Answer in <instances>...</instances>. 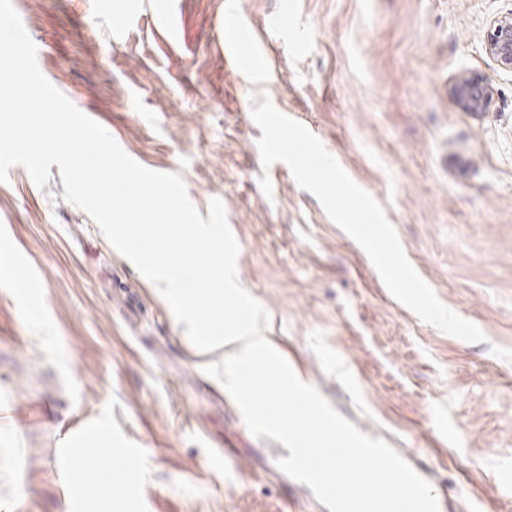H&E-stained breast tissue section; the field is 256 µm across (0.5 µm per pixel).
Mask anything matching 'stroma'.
Returning <instances> with one entry per match:
<instances>
[{
	"mask_svg": "<svg viewBox=\"0 0 512 512\" xmlns=\"http://www.w3.org/2000/svg\"><path fill=\"white\" fill-rule=\"evenodd\" d=\"M41 68L131 158L179 174L200 214L220 199L264 334L361 432L410 448L454 508L512 512V72L485 51L512 0H12ZM258 31L287 9L301 52L276 73L225 62L224 13ZM169 12L181 38L159 23ZM484 75L477 118L448 96ZM270 99L314 128L383 206L439 300L485 334L468 343L379 286L364 249L284 163L263 167L251 110ZM18 168L0 182V512H329L278 466L203 372L157 288L64 199ZM269 176L272 191L259 179ZM39 279V298L17 276ZM108 448L112 483L61 487L71 448ZM448 96L462 112L483 116L490 112L493 101V87L482 75L461 72L448 84Z\"/></svg>",
	"mask_w": 512,
	"mask_h": 512,
	"instance_id": "1",
	"label": "stroma"
}]
</instances>
